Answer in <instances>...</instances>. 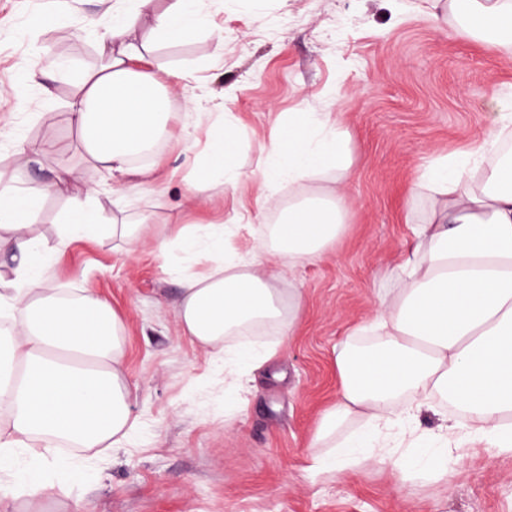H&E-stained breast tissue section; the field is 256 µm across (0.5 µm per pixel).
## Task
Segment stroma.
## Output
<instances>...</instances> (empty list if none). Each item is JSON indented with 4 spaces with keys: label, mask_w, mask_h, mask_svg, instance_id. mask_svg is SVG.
I'll use <instances>...</instances> for the list:
<instances>
[{
    "label": "stroma",
    "mask_w": 512,
    "mask_h": 512,
    "mask_svg": "<svg viewBox=\"0 0 512 512\" xmlns=\"http://www.w3.org/2000/svg\"><path fill=\"white\" fill-rule=\"evenodd\" d=\"M205 27L175 41L139 24L150 69L171 87L173 132L153 157L155 168L115 184L78 148L70 104L81 71L101 62L97 21L103 0H67L57 23L55 0H0V170L37 189L61 162L82 173L63 194L44 196L29 233L47 246L50 284L107 298L122 322V371L130 416L129 444L70 455L62 473L22 451L13 471L37 468L55 485L42 512H512V456L483 448L451 449L447 478L404 480L416 451L391 429V458H369L340 476H311L319 451L312 438L336 401L335 351L372 318L411 254L412 228L431 214L419 170L438 155H456L492 124L512 95V54L492 39L463 31L462 13L432 19V0H204ZM232 113L240 141L239 178L213 174L204 189L194 169L212 122ZM294 112L339 119L353 155L348 180L330 176L288 183L278 197L342 193L344 233L320 258L279 281L298 289L302 312L291 330L254 333L260 367L225 364L240 339L223 348L184 336L177 313L181 278L207 261L172 247L189 224L232 227L234 247L278 270L263 252L273 217L256 175L274 128ZM53 135L61 153L26 162L20 140ZM107 211L146 219L145 241L128 257L124 240L104 230L63 239L61 225L85 182ZM200 205L187 207L190 195ZM169 242L159 253V242ZM13 471L0 472L10 488Z\"/></svg>",
    "instance_id": "1"
}]
</instances>
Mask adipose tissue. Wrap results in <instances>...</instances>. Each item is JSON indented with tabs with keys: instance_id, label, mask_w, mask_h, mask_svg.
I'll use <instances>...</instances> for the list:
<instances>
[{
	"instance_id": "obj_1",
	"label": "adipose tissue",
	"mask_w": 512,
	"mask_h": 512,
	"mask_svg": "<svg viewBox=\"0 0 512 512\" xmlns=\"http://www.w3.org/2000/svg\"><path fill=\"white\" fill-rule=\"evenodd\" d=\"M134 11L113 9L98 24L109 47L97 68L80 72L71 104L72 121L93 169L123 182L134 174L132 155L168 135L171 114L164 78L139 63L147 53L138 22L152 16L155 34L174 41L205 24L200 0H135ZM463 3L466 31L489 35L512 53V0H448ZM238 136L231 118L211 124L204 148L206 172L235 182ZM512 111L498 113L494 124L463 159L440 156L418 175L434 193L431 219L413 229L416 243L403 267L398 288L376 311L368 345L337 348L340 380L336 402L324 414L317 440L365 416L361 431L335 443L313 459L312 475L339 473L368 455H392L383 431L403 421L415 435L414 421L436 400L467 412L463 424L442 421L427 433L428 447L447 455L448 444L464 436L495 454L512 455ZM264 186L281 177L312 180L332 173L345 180L353 159L344 135L313 112H296L280 126L267 147ZM61 167L41 193H59L78 178ZM41 193L21 186L0 171V254H11L14 277L0 282V316L21 317L0 340V470L9 469L19 450L39 447L41 456L58 457L57 445L120 448L136 425L130 417V392L121 369L122 323L105 298L92 293L58 299L42 263L44 246L28 228L40 208ZM88 186L66 212L62 235L94 237L108 227L120 229L129 252H137L146 228L108 215ZM279 219L264 243L266 250L301 264L323 254L345 227L342 198L311 194L280 204L265 198ZM173 246L202 252L212 263L204 274L182 278L178 311L186 336L204 347L261 325L284 329L301 312L297 292H282L260 263L240 257L220 224L181 228ZM414 399L402 411L393 402Z\"/></svg>"
}]
</instances>
